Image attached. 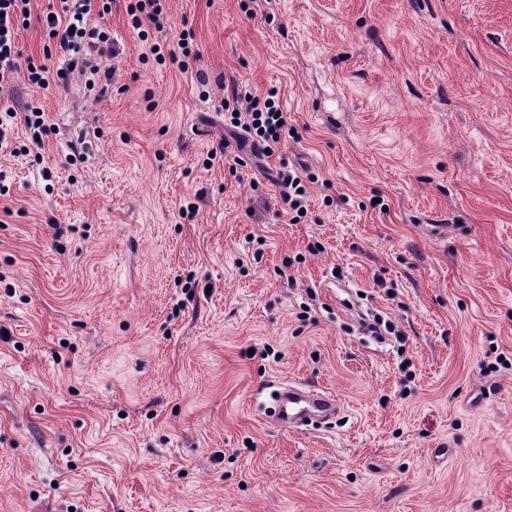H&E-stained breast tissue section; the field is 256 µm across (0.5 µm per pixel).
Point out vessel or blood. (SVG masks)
I'll return each instance as SVG.
<instances>
[{
    "mask_svg": "<svg viewBox=\"0 0 512 512\" xmlns=\"http://www.w3.org/2000/svg\"><path fill=\"white\" fill-rule=\"evenodd\" d=\"M338 410L339 404L330 393L304 385L287 386L277 395L273 418L281 427L289 429L309 418L332 419Z\"/></svg>",
    "mask_w": 512,
    "mask_h": 512,
    "instance_id": "vessel-or-blood-1",
    "label": "vessel or blood"
}]
</instances>
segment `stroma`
Returning <instances> with one entry per match:
<instances>
[{
	"mask_svg": "<svg viewBox=\"0 0 512 512\" xmlns=\"http://www.w3.org/2000/svg\"><path fill=\"white\" fill-rule=\"evenodd\" d=\"M129 3L111 83L29 86L30 0L0 84L46 123L0 150V512H512V0ZM294 382L339 415L280 428ZM136 3H130L127 12L131 16L134 28H141L144 23L153 26L155 29L164 27L167 19L164 15L160 0H136ZM147 2V3H146ZM147 5L151 10H147ZM277 91L270 89L260 96L245 94V114L250 119L246 124L255 132L256 144L278 143L286 132L288 134V117L282 112L276 102ZM281 122V125H278ZM282 182L288 187V193L285 194V203L288 204L289 213H296L291 220L297 221V218L304 216L303 210V199L306 196V187L302 181V178L298 175H294L288 170V174L284 172L280 173Z\"/></svg>",
	"mask_w": 512,
	"mask_h": 512,
	"instance_id": "35a3bbf8",
	"label": "stroma"
}]
</instances>
